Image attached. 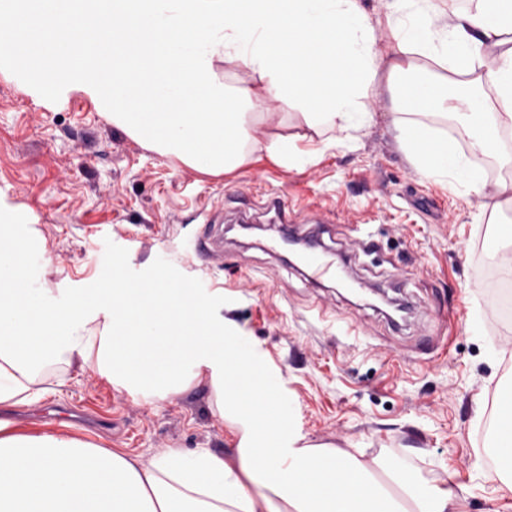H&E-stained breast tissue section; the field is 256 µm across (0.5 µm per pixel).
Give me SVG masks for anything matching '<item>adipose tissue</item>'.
I'll use <instances>...</instances> for the list:
<instances>
[{"label": "adipose tissue", "mask_w": 512, "mask_h": 512, "mask_svg": "<svg viewBox=\"0 0 512 512\" xmlns=\"http://www.w3.org/2000/svg\"><path fill=\"white\" fill-rule=\"evenodd\" d=\"M0 55L38 47V21L124 18L130 46L96 78H65L94 94L113 124L206 174L266 156L302 169L354 146L375 123L369 99L385 80L401 148L416 172L452 195L505 197L512 166V0H26ZM385 37H378V29ZM236 68L218 80L216 62ZM313 132L307 148L255 136L268 102ZM0 225V407L38 400L91 370L147 402L208 378L216 409L238 433L232 459L200 449L151 461L67 436L22 435L0 422V512H465L453 490L418 482L403 460L304 444L296 413L251 341L213 319L207 293L164 277L155 288L113 278L77 299L34 284ZM478 292L512 313L501 241ZM104 322L90 335L88 319ZM477 467L512 494V389L479 431Z\"/></svg>", "instance_id": "adipose-tissue-1"}]
</instances>
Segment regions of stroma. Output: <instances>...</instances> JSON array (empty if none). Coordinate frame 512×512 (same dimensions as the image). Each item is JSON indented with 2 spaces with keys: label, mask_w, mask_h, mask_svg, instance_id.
<instances>
[{
  "label": "stroma",
  "mask_w": 512,
  "mask_h": 512,
  "mask_svg": "<svg viewBox=\"0 0 512 512\" xmlns=\"http://www.w3.org/2000/svg\"><path fill=\"white\" fill-rule=\"evenodd\" d=\"M51 73L42 52L0 62V221L30 224L45 287L70 293L112 265L151 281L170 262L179 278L209 288L214 316L279 372L306 442L368 459L399 454L421 482L464 492L468 512H512V498H499L473 468L474 420L493 421L497 395L512 384V324H500L502 354L492 361L483 337L433 313L468 308L486 239L501 227L482 199L452 197L416 174L395 138L387 94L371 99L376 124L355 147L302 170L258 156L234 173L207 175L113 125L85 91L64 84L54 98L38 97ZM274 192L290 212L313 201L327 210L331 224L301 225L302 234L320 233L351 278L408 303L400 325L284 261L273 248L275 225L225 232L224 267L204 265L192 242L206 217L254 215ZM355 224L371 225L377 251L363 253ZM42 403L85 405L118 425L95 434L64 421H11L2 408L0 420L18 433L72 435L146 461L167 448L234 453L203 380L149 403L77 371Z\"/></svg>",
  "instance_id": "obj_1"
}]
</instances>
